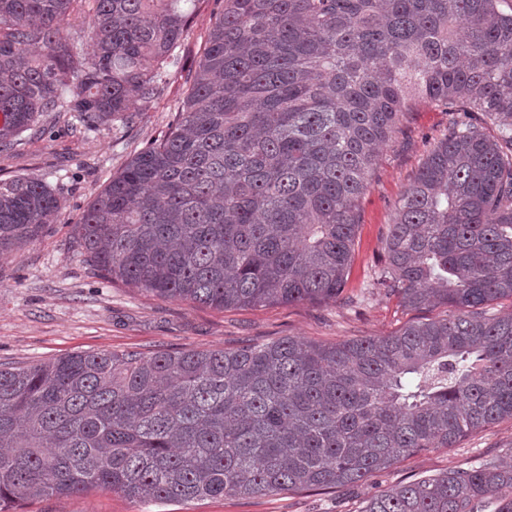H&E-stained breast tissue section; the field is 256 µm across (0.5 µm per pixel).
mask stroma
Here are the masks:
<instances>
[{
	"label": "stroma",
	"mask_w": 512,
	"mask_h": 512,
	"mask_svg": "<svg viewBox=\"0 0 512 512\" xmlns=\"http://www.w3.org/2000/svg\"><path fill=\"white\" fill-rule=\"evenodd\" d=\"M220 9L219 0H199L181 47L183 67L134 126L116 125L83 136L51 125L45 132L24 134L14 150L0 153L1 179H42L56 189L63 206L61 223L46 225L34 240L0 254L1 366H30L80 351L149 355L232 349L288 336L336 344L388 336L415 322L446 317L447 307L408 309L375 285L395 206L448 127L447 112L428 103L409 112L401 131L379 154L372 181L359 201L353 258L337 301L216 309L109 282L79 255L74 224L112 175L167 129L184 101L191 85L188 73L202 57ZM511 458L512 419L506 418L470 432L453 447L417 452L345 487L150 504L120 492L92 490L22 501L15 512H362L369 499L393 485Z\"/></svg>",
	"instance_id": "35a3bbf8"
}]
</instances>
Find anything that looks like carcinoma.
Listing matches in <instances>:
<instances>
[{
	"label": "carcinoma",
	"mask_w": 512,
	"mask_h": 512,
	"mask_svg": "<svg viewBox=\"0 0 512 512\" xmlns=\"http://www.w3.org/2000/svg\"><path fill=\"white\" fill-rule=\"evenodd\" d=\"M200 0H0V151L44 117L134 125L179 67ZM499 0H224L167 131L74 236L104 278L214 308L329 302L378 147L448 112L396 207L379 285L451 317L381 338L74 353L0 367V512L110 490L147 500L326 490L512 418V12ZM73 33H65L66 27ZM95 45L84 54L82 32ZM488 127L498 130L491 139ZM0 180V252L58 222ZM512 512V465L398 485L364 512Z\"/></svg>",
	"instance_id": "carcinoma-1"
}]
</instances>
